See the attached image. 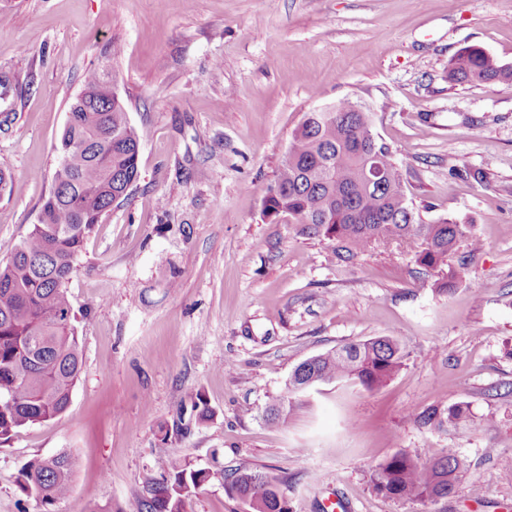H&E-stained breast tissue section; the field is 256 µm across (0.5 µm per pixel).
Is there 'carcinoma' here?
<instances>
[{
  "label": "carcinoma",
  "mask_w": 512,
  "mask_h": 512,
  "mask_svg": "<svg viewBox=\"0 0 512 512\" xmlns=\"http://www.w3.org/2000/svg\"><path fill=\"white\" fill-rule=\"evenodd\" d=\"M448 81L512 82V67L469 46L449 61ZM140 140L128 119L116 73L90 69L68 110L41 218L10 258L0 262V442L21 427L59 416L71 402L82 357L65 283L86 238L138 181ZM368 162L382 172L381 183L370 189L364 185ZM263 215L341 243L345 260L373 244L417 239L422 250L416 262L442 272L441 286L448 289L464 278L448 264L457 244L468 239L472 251L482 248L469 224L451 217L421 222L402 190L393 151L373 131L371 113L348 100L305 113L265 196ZM402 359L395 340L376 337L314 356L305 376L314 385L352 379L374 389L391 379ZM295 407L284 394L269 406L266 420L283 423ZM469 422L467 407L448 409V423L463 427ZM74 465L67 452L33 459L21 469L18 485L51 506L70 496ZM162 468L164 474L138 501L136 512H184L185 499L209 477L179 457L166 458ZM242 473L246 479H232L231 491L249 500L255 512H284L287 499L276 484L251 470ZM466 474V465L450 448L423 461L396 453L374 470L372 482L393 498L429 500L455 493Z\"/></svg>",
  "instance_id": "1"
}]
</instances>
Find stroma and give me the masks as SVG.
<instances>
[{"mask_svg": "<svg viewBox=\"0 0 512 512\" xmlns=\"http://www.w3.org/2000/svg\"><path fill=\"white\" fill-rule=\"evenodd\" d=\"M0 261L35 224L56 144L91 65L116 70L141 132L140 177L87 239L66 283L82 351L68 409L0 443V512H44L17 476L32 458L75 460L53 512H134L185 459L211 478L185 512H246L228 474L246 468L289 512H512V83H452L478 46L512 66V0H0ZM120 54H113V45ZM361 104L422 221L454 217L483 242L450 257L453 290L416 275L419 241L352 261L336 242L263 216L306 112ZM482 171L483 182L463 178ZM387 336L403 366L264 419L303 360ZM203 396L210 418L195 422ZM467 405V427L448 409ZM456 449L477 475L434 501L377 493L393 454Z\"/></svg>", "mask_w": 512, "mask_h": 512, "instance_id": "obj_1", "label": "stroma"}]
</instances>
